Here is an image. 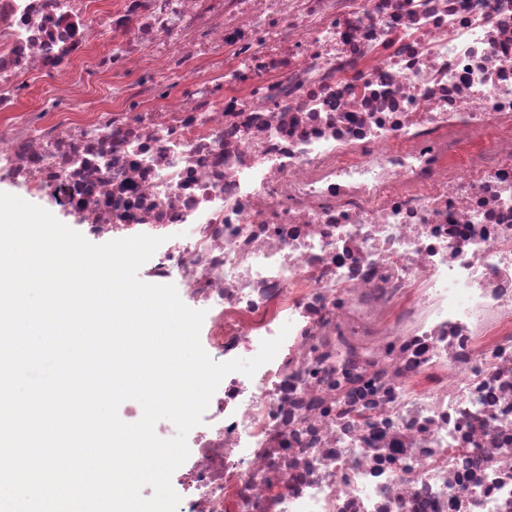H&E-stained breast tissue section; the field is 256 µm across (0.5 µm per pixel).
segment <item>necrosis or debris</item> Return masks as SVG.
<instances>
[{
  "label": "necrosis or debris",
  "instance_id": "necrosis-or-debris-1",
  "mask_svg": "<svg viewBox=\"0 0 512 512\" xmlns=\"http://www.w3.org/2000/svg\"><path fill=\"white\" fill-rule=\"evenodd\" d=\"M1 180L169 238L214 362L289 326L180 512H512V0H0Z\"/></svg>",
  "mask_w": 512,
  "mask_h": 512
}]
</instances>
